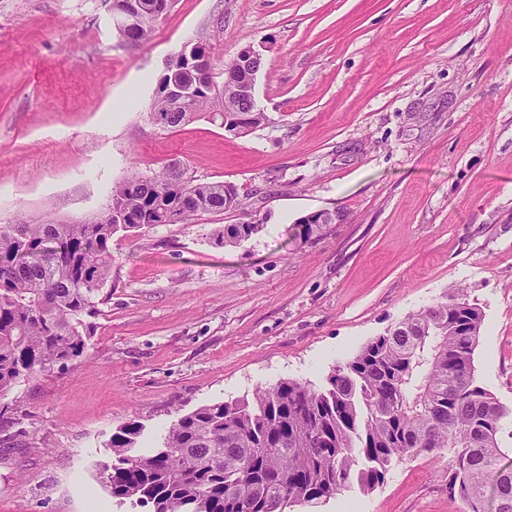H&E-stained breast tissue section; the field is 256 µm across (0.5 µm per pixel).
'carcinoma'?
Wrapping results in <instances>:
<instances>
[{"instance_id":"carcinoma-1","label":"carcinoma","mask_w":512,"mask_h":512,"mask_svg":"<svg viewBox=\"0 0 512 512\" xmlns=\"http://www.w3.org/2000/svg\"><path fill=\"white\" fill-rule=\"evenodd\" d=\"M140 14L118 31L131 44L150 37L169 0H126ZM171 62L158 81L186 80ZM222 127L205 88L173 109L153 98L150 115L164 129L198 115ZM140 183L131 190V183ZM244 207L234 185L196 183L168 166L112 188L100 212L77 224H0V401L24 379L49 374L83 355L92 334L84 320L112 276V236L166 224L177 210L188 222L199 211ZM139 219L119 224L115 213ZM260 224H228L218 236L237 244ZM483 314L463 290L409 314L346 362L327 386L297 380L256 389L252 397L202 405L175 421L158 446L132 453L142 425L112 434V460L101 478L112 498L153 512H284L317 508L356 484H382L393 462L451 452L448 497L465 512H512V410L477 383L474 352Z\"/></svg>"}]
</instances>
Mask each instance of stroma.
<instances>
[{"label":"stroma","instance_id":"stroma-1","mask_svg":"<svg viewBox=\"0 0 512 512\" xmlns=\"http://www.w3.org/2000/svg\"><path fill=\"white\" fill-rule=\"evenodd\" d=\"M112 0H0V224L87 220L172 162L245 207L112 238L82 357L22 381L0 418V512H145L99 478L128 421L177 418L280 380L320 388L455 287L483 312L478 381L512 409V0H173L121 41ZM262 56L267 119L236 135L149 105L170 56ZM319 210L346 219L301 238ZM262 222L237 246L227 224ZM430 457L320 512H462Z\"/></svg>","mask_w":512,"mask_h":512}]
</instances>
